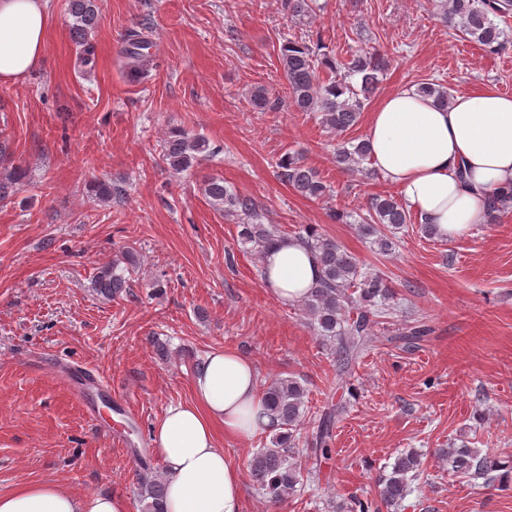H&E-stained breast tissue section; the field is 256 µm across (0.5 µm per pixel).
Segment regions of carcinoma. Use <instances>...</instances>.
I'll return each mask as SVG.
<instances>
[{"label":"carcinoma","mask_w":512,"mask_h":512,"mask_svg":"<svg viewBox=\"0 0 512 512\" xmlns=\"http://www.w3.org/2000/svg\"><path fill=\"white\" fill-rule=\"evenodd\" d=\"M315 0H283L284 9L292 17H304L314 11ZM438 19L444 26L461 32L469 40L491 53L505 48V30L496 22L512 15V0H439ZM73 17L71 27L75 44L80 47L81 63L95 66L94 46L89 40L98 23V0H69ZM143 33L131 28L122 40L119 50L123 69L134 80L144 79L153 69V60L144 53ZM321 39L315 45L302 41H285L278 60L288 84L289 98L298 112H318L322 124L333 130H348L355 126L364 109V101L379 83L385 61L377 53L355 55L346 64L320 52ZM327 71L330 76L321 77ZM360 77V85L348 77ZM417 92L431 97L442 105L451 101L443 86L423 82ZM210 151L209 140L175 129L169 133L162 149V161L175 171L192 167L198 157ZM369 158L368 145L360 141L336 150V165L353 171ZM280 179L302 196L323 199L327 185L318 173L295 153L284 154L277 163ZM210 201L224 208V215L239 220L238 237L242 246L264 252L286 233L275 224H263L251 198L230 191L221 178L210 179L204 188ZM512 208V188L497 190L488 196V211L493 218ZM412 223L411 213L391 195L375 194L369 198L368 217L358 225L364 236L375 237L374 243L382 252L393 249V242L383 228H400ZM296 239L308 246L320 265L318 287L301 300L307 315L316 324L322 341L328 343L337 365V375L348 374L360 358L365 344L372 339L376 317L385 311V301L392 290L385 279L362 270L359 262L336 241L328 239L309 225ZM124 269H119L120 264ZM137 261L131 252L122 253L112 262L98 268L92 288L97 295L110 299L131 288L132 273ZM430 334V328L416 324L400 333V339L414 344ZM308 391L293 377H280L262 388L265 409L274 420L270 445L254 453L251 459L252 476L262 493L274 503L289 497L300 484L302 464L299 458V426L305 418ZM339 408L330 405L320 414L312 445L315 455L328 457L332 453L334 429ZM448 457L452 471L463 478L481 479L487 486L504 488L512 481V468L503 457L475 448L441 450ZM422 465L421 456L414 451L398 455L390 472L378 478L379 495L376 499L356 498L351 512H387L398 508L410 492ZM138 498L141 512H162L165 481L151 471V464L140 459Z\"/></svg>","instance_id":"carcinoma-1"}]
</instances>
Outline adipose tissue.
I'll return each instance as SVG.
<instances>
[{"mask_svg":"<svg viewBox=\"0 0 512 512\" xmlns=\"http://www.w3.org/2000/svg\"><path fill=\"white\" fill-rule=\"evenodd\" d=\"M47 30L44 0H0V81L28 75ZM367 142L382 178L444 237L486 223L489 193L512 187V97L488 87L446 105L398 88L371 112ZM318 277L315 254L296 239L263 255V284L280 303L299 302ZM191 384V401L169 405L153 429L166 469L163 512H243L241 471L218 438L246 439L269 427L257 371L240 352L219 349L194 369ZM0 512H128V505L116 494L77 496L40 482L0 493Z\"/></svg>","mask_w":512,"mask_h":512,"instance_id":"ef3b65f1","label":"adipose tissue"}]
</instances>
